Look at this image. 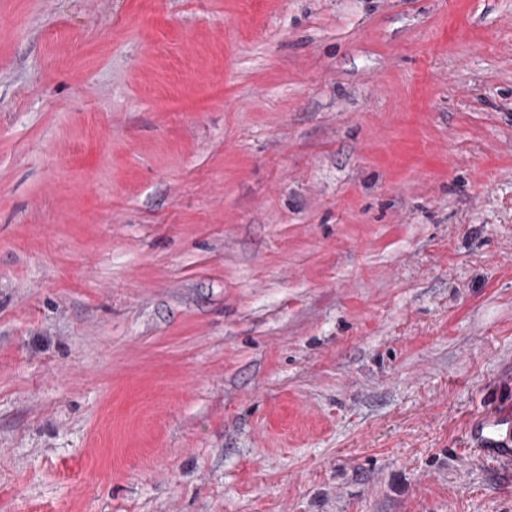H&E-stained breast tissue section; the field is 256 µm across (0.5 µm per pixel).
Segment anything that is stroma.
<instances>
[{
	"instance_id": "stroma-1",
	"label": "stroma",
	"mask_w": 512,
	"mask_h": 512,
	"mask_svg": "<svg viewBox=\"0 0 512 512\" xmlns=\"http://www.w3.org/2000/svg\"><path fill=\"white\" fill-rule=\"evenodd\" d=\"M512 0H0V512H512ZM474 451L484 459L512 462V410L490 412L471 431Z\"/></svg>"
}]
</instances>
